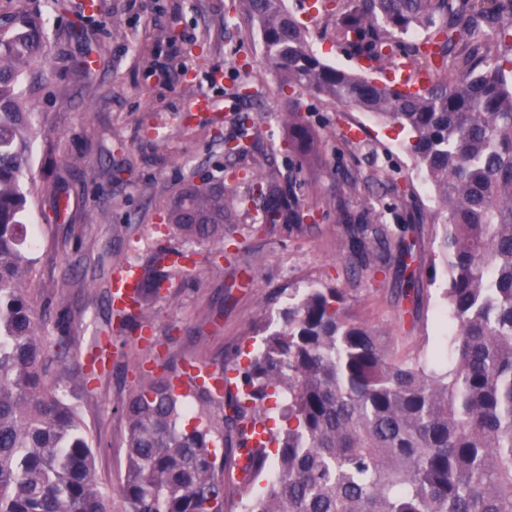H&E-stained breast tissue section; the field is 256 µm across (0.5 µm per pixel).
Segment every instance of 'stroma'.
Segmentation results:
<instances>
[{
  "label": "stroma",
  "instance_id": "obj_1",
  "mask_svg": "<svg viewBox=\"0 0 512 512\" xmlns=\"http://www.w3.org/2000/svg\"><path fill=\"white\" fill-rule=\"evenodd\" d=\"M0 0V13L19 7L40 12L49 43L47 66H33L19 90L31 101L39 129L33 138L25 187L33 205L28 224L37 226L33 286L36 315L45 316V336L56 335L55 321L68 317L81 349L75 363L86 367L97 346L110 356L99 366L80 400L85 427L96 451L97 475L107 498H115L124 474L126 423L118 405L143 379L163 367L180 369L190 361L234 370L259 349L265 328L282 327V312L309 288H343L350 314L385 332L400 355L444 346L447 275L439 253V227L421 224L418 211L436 209L424 173L407 150L409 134L373 114L302 95L307 131L318 147L315 168L298 172L283 149L290 131L282 120L287 90L265 68L262 48L243 22L235 20L232 0H98L95 12L85 0ZM312 50L325 62L358 74L362 62L342 50L322 28L315 12L298 11ZM126 37L112 39L114 23ZM95 48L89 72L72 68L73 59ZM48 82H41L44 68ZM264 81L255 97L240 100L235 90L253 73ZM209 99L199 110L197 98ZM258 115L259 135L252 155H227L224 142L236 133L239 112ZM359 126L362 146L339 137ZM166 149L156 153L153 137ZM83 153L85 165L64 173L68 220L54 221V202L45 185L54 173L51 158ZM274 172L281 185L301 183L303 195L321 201L310 224H260L248 184L238 186L241 206L224 229V251L208 242L166 232L157 215L161 201L175 193L187 175L196 182L223 178L227 167ZM369 175L384 171L412 187L400 199L373 185L364 203L380 212L407 255H392L382 272L369 275L346 259L349 243L336 222V193L344 170ZM176 249L193 261L172 271L161 296L135 324L108 328L109 277L115 263L130 261L150 273L155 253ZM219 271H212V264ZM417 273L420 304L404 298L410 273Z\"/></svg>",
  "mask_w": 512,
  "mask_h": 512
}]
</instances>
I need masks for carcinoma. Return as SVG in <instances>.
<instances>
[{"instance_id": "cac0c4a2", "label": "carcinoma", "mask_w": 512, "mask_h": 512, "mask_svg": "<svg viewBox=\"0 0 512 512\" xmlns=\"http://www.w3.org/2000/svg\"><path fill=\"white\" fill-rule=\"evenodd\" d=\"M308 4L336 44L380 77L321 60L283 0H238V14L282 86L411 133L408 150L438 202L429 219L443 220L448 368L397 355L385 333L347 313L346 289L311 288L224 396L195 389L196 411L164 373L116 407L128 427L120 512H227L235 492L246 495L249 512H512V0H301L300 7ZM46 47L41 16L0 15V512H110L79 409L90 378L81 375L67 394L48 381L68 371L76 339L57 321L50 356L29 302L35 239L24 223L32 206L24 178L34 113L17 85ZM400 68L431 82L406 96L389 79ZM285 119L307 160L312 141L293 95ZM239 124L227 154L245 157L256 118L245 114ZM367 188L355 172L340 191L362 196ZM257 192L267 223L312 218L296 189L283 190L270 175ZM238 205L233 185L189 180L161 210L182 236L221 244ZM336 221L371 274L391 248L407 252L369 207L354 213L339 203ZM172 254L188 257L154 256L140 307L160 295ZM269 397L284 399L277 431L266 426ZM213 405L231 410L223 420L236 437L225 452L244 457L243 490L227 485L211 449L212 434L224 433L207 417ZM247 424L264 427L266 439L245 446Z\"/></svg>"}]
</instances>
